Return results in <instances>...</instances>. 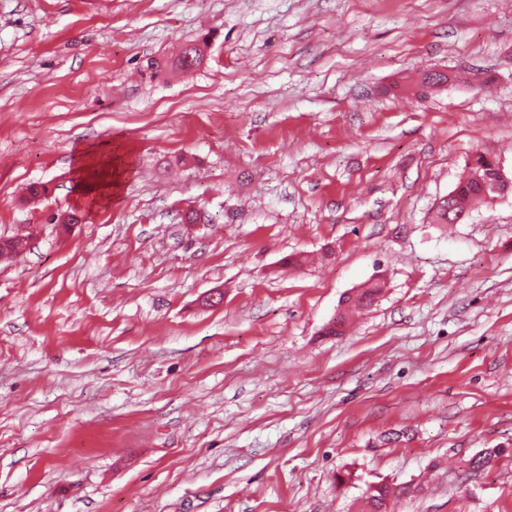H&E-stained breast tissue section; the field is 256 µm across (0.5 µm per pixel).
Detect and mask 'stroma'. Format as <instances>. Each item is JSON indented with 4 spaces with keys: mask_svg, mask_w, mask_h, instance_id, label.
<instances>
[{
    "mask_svg": "<svg viewBox=\"0 0 512 512\" xmlns=\"http://www.w3.org/2000/svg\"><path fill=\"white\" fill-rule=\"evenodd\" d=\"M477 153L512 0H0V512H512V193L433 221ZM97 152L92 149H86L82 153V162L79 168L80 181L83 187L88 190L92 188V194L100 198H111L117 196L121 184L125 180L128 173V166L124 160L123 165H118L112 160V153L100 160L99 164L102 166V172L94 171L92 175V168L96 164H90L92 160L95 161ZM391 489L385 484H371L363 494L362 512H388Z\"/></svg>",
    "mask_w": 512,
    "mask_h": 512,
    "instance_id": "obj_1",
    "label": "stroma"
}]
</instances>
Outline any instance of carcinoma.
Returning <instances> with one entry per match:
<instances>
[{
  "label": "carcinoma",
  "instance_id": "carcinoma-1",
  "mask_svg": "<svg viewBox=\"0 0 512 512\" xmlns=\"http://www.w3.org/2000/svg\"><path fill=\"white\" fill-rule=\"evenodd\" d=\"M202 60V47L198 44H188L179 55L176 66L182 70H189L199 66ZM444 80L446 76L436 72L423 74L417 83L419 93L425 95L437 92ZM490 171V160L481 154L468 161L464 175L453 189L454 199L450 201L444 199L440 202L435 211L434 223L455 224L460 216H469L475 205L487 202V199L492 196ZM381 291V282L370 283L357 289L347 298L346 303L355 308L368 307ZM390 497L391 489L385 484L377 483L367 486L363 494V512H388Z\"/></svg>",
  "mask_w": 512,
  "mask_h": 512
}]
</instances>
